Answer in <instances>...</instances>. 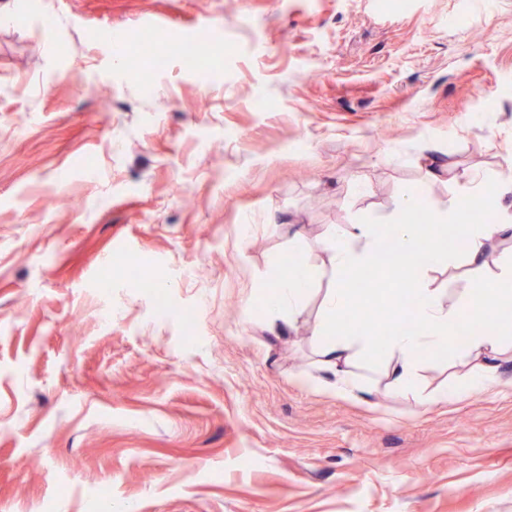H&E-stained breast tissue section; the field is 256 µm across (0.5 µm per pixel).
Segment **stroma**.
<instances>
[{
	"label": "stroma",
	"mask_w": 512,
	"mask_h": 512,
	"mask_svg": "<svg viewBox=\"0 0 512 512\" xmlns=\"http://www.w3.org/2000/svg\"><path fill=\"white\" fill-rule=\"evenodd\" d=\"M150 18L210 69L147 68ZM474 174L512 180V0H0V512H512V340L481 388L455 349L392 394L366 351L339 394L302 383L330 279L290 320L252 303ZM105 257L155 287L102 288Z\"/></svg>",
	"instance_id": "35a3bbf8"
}]
</instances>
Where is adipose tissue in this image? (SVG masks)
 Instances as JSON below:
<instances>
[{"mask_svg":"<svg viewBox=\"0 0 512 512\" xmlns=\"http://www.w3.org/2000/svg\"><path fill=\"white\" fill-rule=\"evenodd\" d=\"M511 194V181L495 184L474 179L464 186L463 198L478 205L490 196L498 200L495 207L486 210L483 220L463 223L461 213L454 206L437 212L439 223L461 227L457 248L466 258L470 278L465 299L458 306L445 305L439 293L426 283L427 272L447 262L448 257L435 236L425 234L423 225L408 223V202H399L391 214L390 240L381 239L373 224L330 229L326 242L332 253L334 286L326 296L324 315L317 326L325 362L335 366L370 349L369 338L346 334L343 328L339 311L345 299L344 281L350 273L374 263L389 242L394 246L399 288L414 295L418 321L416 328L394 331L380 350L389 364V391L395 394L414 391L423 357L459 342L469 356L486 361L475 377L476 383L491 381L495 374L493 360L502 349L501 339L512 334V329L499 326L497 316L503 300L512 296V259L501 263L493 279H486L482 272L487 265L488 244L495 237L512 232V203L506 201ZM294 267V273L286 276L279 270L271 271L273 291L265 298L269 314L295 311L301 295L322 276L301 250L295 254Z\"/></svg>","mask_w":512,"mask_h":512,"instance_id":"adipose-tissue-1","label":"adipose tissue"}]
</instances>
